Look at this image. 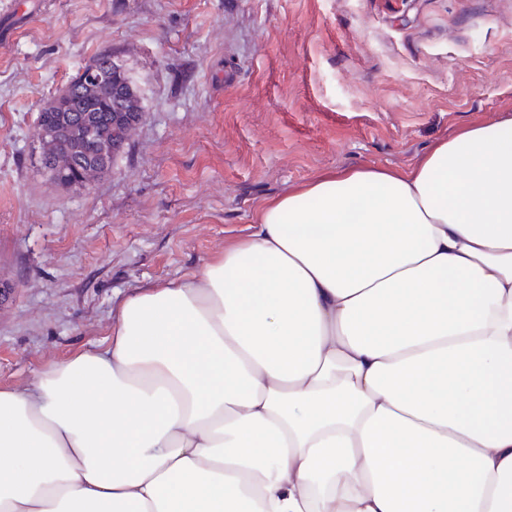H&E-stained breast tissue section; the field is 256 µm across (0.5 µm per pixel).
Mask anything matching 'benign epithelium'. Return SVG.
<instances>
[{
	"mask_svg": "<svg viewBox=\"0 0 512 512\" xmlns=\"http://www.w3.org/2000/svg\"><path fill=\"white\" fill-rule=\"evenodd\" d=\"M84 73L86 82L111 88L112 96L116 97L123 111L112 113V137L96 140V150L82 163L78 182L72 184L74 189L89 187L106 173L110 168L111 156L128 141L131 132L145 118V113L141 111L125 109L126 102L134 97V89L123 68L106 63L92 66ZM71 99L72 88L68 86L51 101V106L58 111L56 126L38 128V138L46 145V155L41 157V163L52 176L73 168L76 161L74 153L81 150L84 142L94 135V129L70 111Z\"/></svg>",
	"mask_w": 512,
	"mask_h": 512,
	"instance_id": "obj_1",
	"label": "benign epithelium"
}]
</instances>
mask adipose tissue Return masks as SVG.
I'll list each match as a JSON object with an SVG mask.
<instances>
[{
	"instance_id": "1",
	"label": "adipose tissue",
	"mask_w": 512,
	"mask_h": 512,
	"mask_svg": "<svg viewBox=\"0 0 512 512\" xmlns=\"http://www.w3.org/2000/svg\"><path fill=\"white\" fill-rule=\"evenodd\" d=\"M0 512H512V117L266 201L0 387Z\"/></svg>"
}]
</instances>
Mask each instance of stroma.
I'll use <instances>...</instances> for the list:
<instances>
[{"label": "stroma", "mask_w": 512, "mask_h": 512, "mask_svg": "<svg viewBox=\"0 0 512 512\" xmlns=\"http://www.w3.org/2000/svg\"><path fill=\"white\" fill-rule=\"evenodd\" d=\"M0 18V386L101 350L124 301L199 272L267 200L405 171L512 115V0H17ZM145 119L88 189L53 183L40 108L96 54Z\"/></svg>", "instance_id": "stroma-1"}]
</instances>
